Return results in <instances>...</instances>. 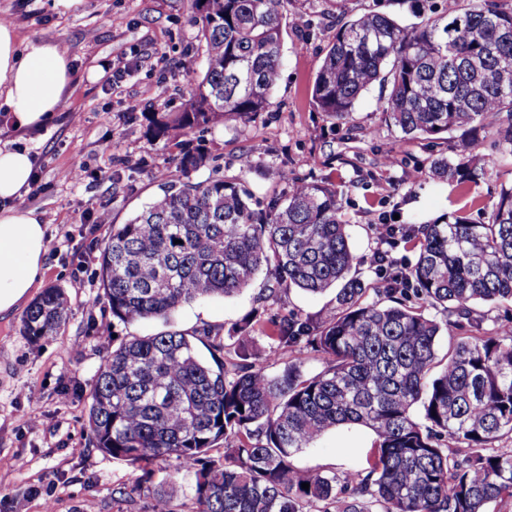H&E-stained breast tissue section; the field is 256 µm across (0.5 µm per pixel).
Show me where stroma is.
Here are the masks:
<instances>
[{
    "mask_svg": "<svg viewBox=\"0 0 512 512\" xmlns=\"http://www.w3.org/2000/svg\"><path fill=\"white\" fill-rule=\"evenodd\" d=\"M372 9L404 25L418 21L411 0H283L282 66L268 112L198 133L207 159L192 174L196 181L215 173L240 179L259 199L285 191L288 175L336 182L352 248L363 259L352 273L368 283L376 279L365 259L377 243L379 215L405 224L462 209L485 220L501 184L512 181V164L501 161L488 136L474 150L486 165L476 184L460 191L433 180L432 157L450 152L457 133L405 137L379 108L387 93L381 84L371 85L345 119L316 110L312 87L330 31ZM0 23L14 28L22 45H64L72 71L64 108L41 128L15 130L0 108V147L27 150L34 161L28 207L47 227L42 285L63 289L68 301L65 324L36 343L21 331L22 313L0 317V458L11 462L0 469V512H153L158 486L171 479L182 487L173 512H196L193 473L173 460L157 462L151 482L137 484V466L100 451L87 422L90 390L113 335L209 329L230 336L257 308L265 283L260 277L238 294L185 306L167 322L128 326L113 322L103 297L98 257L112 225L161 195L162 171L177 165L175 150L151 137L148 119L181 110L192 74L203 68L195 13L189 0H0ZM112 65L124 73L110 82ZM78 169L83 178L72 181ZM101 209L110 223H94ZM334 296L290 288L268 312L315 319ZM373 441L365 429L332 431L294 463L341 478L364 465Z\"/></svg>",
    "mask_w": 512,
    "mask_h": 512,
    "instance_id": "obj_1",
    "label": "stroma"
}]
</instances>
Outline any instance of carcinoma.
I'll list each match as a JSON object with an SVG mask.
<instances>
[{"instance_id":"cac0c4a2","label":"carcinoma","mask_w":512,"mask_h":512,"mask_svg":"<svg viewBox=\"0 0 512 512\" xmlns=\"http://www.w3.org/2000/svg\"><path fill=\"white\" fill-rule=\"evenodd\" d=\"M281 2L191 0L204 69L181 111L149 119L152 136L178 150L176 176L112 225L100 277L112 319L125 326L167 322L185 305L241 291L260 272L268 277L262 305L283 288H332L328 315L288 314L271 320L268 335L276 361L305 345L327 367L307 375L289 361L269 370L251 351L250 319L228 344L208 331L204 340L181 331L118 336L90 393L97 448L193 471L198 512H487L512 500V453L489 451L512 433V344L485 331L472 306L512 303V184L501 185L486 221L457 210L401 225L417 248L405 288L351 275L357 256L335 182L292 184L259 205L237 179H191L206 161L195 130L268 111L281 66ZM414 2L421 21L412 26L371 10L329 35L314 104L341 120L370 84H387L380 107L404 135L462 131L453 156L431 162L436 180L461 188L484 175L473 155L480 132L512 156V6L468 0L448 13L433 0ZM431 308L446 313L445 323ZM66 318L63 289L48 288L22 330L38 342ZM467 326L474 332L454 337L438 360L443 330ZM343 426L375 436L367 467L338 488L336 475L295 466L297 453ZM221 441L224 456L215 459L209 451ZM177 492L174 481L161 487L153 512H171Z\"/></svg>"}]
</instances>
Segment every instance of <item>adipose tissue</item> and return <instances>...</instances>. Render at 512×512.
Returning <instances> with one entry per match:
<instances>
[{"mask_svg": "<svg viewBox=\"0 0 512 512\" xmlns=\"http://www.w3.org/2000/svg\"><path fill=\"white\" fill-rule=\"evenodd\" d=\"M70 80L67 56L58 45L20 48L14 29L0 24V102L15 127H42L63 108ZM32 169L28 152L0 148V315L30 300L46 260L45 224L14 204L27 191Z\"/></svg>", "mask_w": 512, "mask_h": 512, "instance_id": "obj_1", "label": "adipose tissue"}]
</instances>
